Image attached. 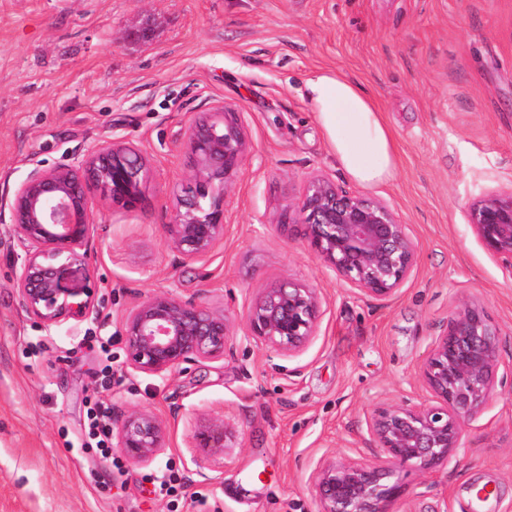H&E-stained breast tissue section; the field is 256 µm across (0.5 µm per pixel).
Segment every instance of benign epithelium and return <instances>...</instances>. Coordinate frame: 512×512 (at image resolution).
I'll list each match as a JSON object with an SVG mask.
<instances>
[{"label":"benign epithelium","mask_w":512,"mask_h":512,"mask_svg":"<svg viewBox=\"0 0 512 512\" xmlns=\"http://www.w3.org/2000/svg\"><path fill=\"white\" fill-rule=\"evenodd\" d=\"M192 173L176 198L173 220L163 225L182 264L196 263L224 240V195L241 170L246 141L228 112L195 118L187 134ZM148 168L133 145L113 141L76 165L33 168L9 201L10 224L23 259L16 289L26 315L49 328L96 312L88 289L65 292L62 259L83 262L97 245L90 220L96 201L137 207L145 198ZM297 233L337 277L373 300L394 295L414 270L417 243L385 202L351 194L323 177L308 180L297 203ZM483 247L512 271V188L490 190L468 208ZM318 289L290 280L263 291L248 308V336L283 356L301 353L316 335L323 314ZM125 365L149 376L222 359L231 353L229 326L193 299L152 294L123 318ZM500 333L489 315L461 303L420 367L430 394L402 401L365 418L371 448L382 454L365 462L324 463L313 484L318 512H389L402 495L394 480L402 468L431 473L448 465L466 428L488 405L499 374ZM112 447L132 463L149 464L168 445V426L158 415L131 410L113 416ZM197 448H230L235 431L223 421L193 425Z\"/></svg>","instance_id":"7a95c632"}]
</instances>
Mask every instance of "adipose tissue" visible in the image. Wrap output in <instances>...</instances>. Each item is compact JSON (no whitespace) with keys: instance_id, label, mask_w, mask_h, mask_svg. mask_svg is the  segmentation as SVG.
<instances>
[{"instance_id":"ef3b65f1","label":"adipose tissue","mask_w":512,"mask_h":512,"mask_svg":"<svg viewBox=\"0 0 512 512\" xmlns=\"http://www.w3.org/2000/svg\"><path fill=\"white\" fill-rule=\"evenodd\" d=\"M305 94L332 153L354 181L371 187L394 178L395 139L381 112L359 83L320 70L307 78Z\"/></svg>"}]
</instances>
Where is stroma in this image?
<instances>
[{"mask_svg": "<svg viewBox=\"0 0 512 512\" xmlns=\"http://www.w3.org/2000/svg\"><path fill=\"white\" fill-rule=\"evenodd\" d=\"M359 82L398 151L391 181L365 187L333 156L304 81ZM234 113L247 150L224 198V240L179 264L165 233L190 173L185 146L204 112ZM119 139L149 170L136 209L96 205L99 246L63 264L65 289L93 287L98 311L46 328L15 288L20 251L0 217V512H317L325 462L364 460L365 418L429 393L420 376L459 302L484 308L512 369V272L468 222L472 200L512 188V0H0V202L35 164H71ZM387 203L418 244L396 296L340 281L282 225L313 177ZM318 288L319 328L297 356L259 347L245 314L286 280ZM225 315L232 357L166 377L126 370L123 317L154 293ZM112 339V357L90 348ZM137 407L168 424L147 466L80 449L86 409ZM235 447L195 448L201 416ZM177 503L156 494L169 476ZM394 512H512V390L467 427L434 473L399 470ZM489 485L487 500L474 489Z\"/></svg>", "mask_w": 512, "mask_h": 512, "instance_id": "1", "label": "stroma"}]
</instances>
